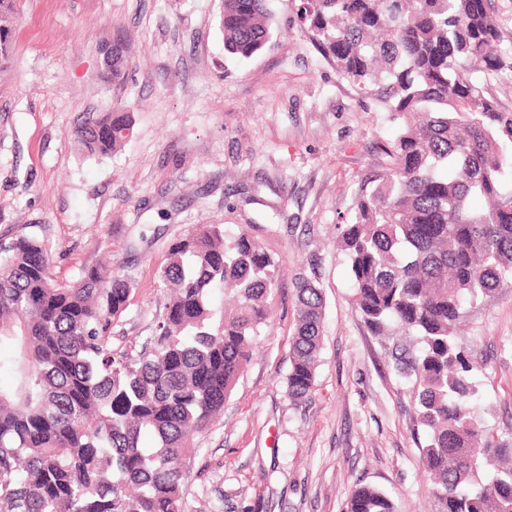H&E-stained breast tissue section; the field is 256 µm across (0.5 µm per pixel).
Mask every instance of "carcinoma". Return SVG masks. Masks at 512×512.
Masks as SVG:
<instances>
[{"label": "carcinoma", "instance_id": "carcinoma-1", "mask_svg": "<svg viewBox=\"0 0 512 512\" xmlns=\"http://www.w3.org/2000/svg\"><path fill=\"white\" fill-rule=\"evenodd\" d=\"M490 0H300L301 24L336 73L388 113L389 163L364 181L337 248L353 309L410 384L414 427L434 512H512V448L481 417L474 364L456 342L464 299L512 286V112L475 72L512 76ZM224 50L250 58L272 45L267 0H221ZM11 28L0 0V64ZM112 45L106 79L124 77ZM132 130L128 112L88 117L81 150L107 156ZM170 293L153 344L112 352V320L132 276L85 268L58 282L41 241L0 248V347L14 383L0 387V512H188L182 460L224 408L270 315L281 270L245 231L198 224L168 249ZM233 298L216 313L212 294ZM288 398L315 388L322 293L296 282ZM344 512H397L358 484Z\"/></svg>", "mask_w": 512, "mask_h": 512}]
</instances>
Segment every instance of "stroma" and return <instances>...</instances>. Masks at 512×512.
Returning <instances> with one entry per match:
<instances>
[{"mask_svg":"<svg viewBox=\"0 0 512 512\" xmlns=\"http://www.w3.org/2000/svg\"><path fill=\"white\" fill-rule=\"evenodd\" d=\"M299 0H270L271 48L224 51L220 0H14L0 66V244H47L58 281L132 269L114 352L138 354L166 310L169 245L196 224L249 229L280 265L272 316L224 414L183 461L190 512H343L356 484L399 512H431L408 384L352 309L336 240L364 180L387 163L394 125L339 77L300 25ZM123 81L101 76L113 42ZM127 106L115 152L81 151L75 127ZM318 263L325 300L316 386L286 394L294 281ZM458 343L475 366L491 439L512 444V288L465 304Z\"/></svg>","mask_w":512,"mask_h":512,"instance_id":"obj_1","label":"stroma"}]
</instances>
